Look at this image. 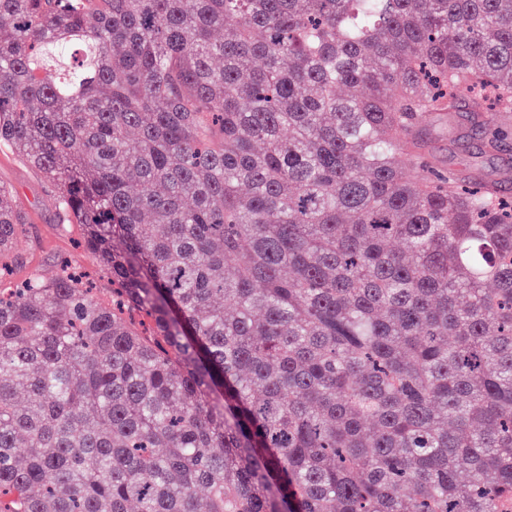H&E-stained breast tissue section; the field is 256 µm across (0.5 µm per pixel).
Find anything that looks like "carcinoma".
I'll list each match as a JSON object with an SVG mask.
<instances>
[{
  "label": "carcinoma",
  "mask_w": 512,
  "mask_h": 512,
  "mask_svg": "<svg viewBox=\"0 0 512 512\" xmlns=\"http://www.w3.org/2000/svg\"><path fill=\"white\" fill-rule=\"evenodd\" d=\"M462 101L499 150L512 0H0V149L112 277L0 287V512H512V194L417 136Z\"/></svg>",
  "instance_id": "cac0c4a2"
}]
</instances>
